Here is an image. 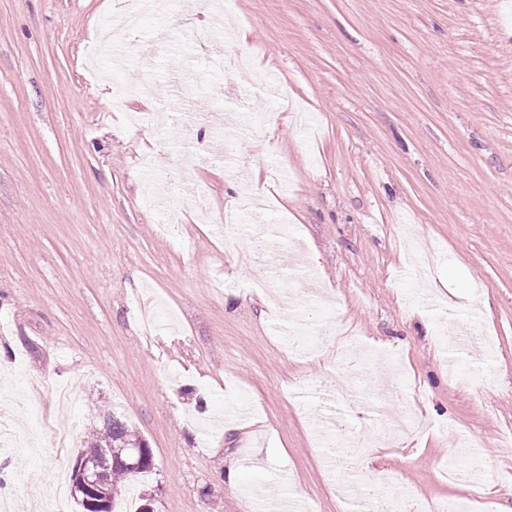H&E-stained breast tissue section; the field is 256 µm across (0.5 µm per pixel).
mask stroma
<instances>
[{
	"label": "stroma",
	"instance_id": "obj_1",
	"mask_svg": "<svg viewBox=\"0 0 512 512\" xmlns=\"http://www.w3.org/2000/svg\"><path fill=\"white\" fill-rule=\"evenodd\" d=\"M213 2L145 12L120 71L140 92L116 112L111 57L86 53L126 0H0V430L37 447L0 450L9 512L52 495L107 412L153 458L118 512L145 498L154 512H257L288 492L351 512L366 490L416 512L463 494L439 472L448 424L497 471L492 512H512V0H221L246 40H187L216 29ZM233 51L251 69L230 83L210 64ZM188 64L204 91L176 113L168 78ZM268 71L308 125L243 122L269 108ZM223 126L240 171L216 157ZM245 173L270 202L257 220L289 230L275 257L246 235ZM189 186L205 211L162 233L147 193ZM258 276L301 296L312 346L347 325L400 370L366 359L368 386L349 400L327 358L295 347ZM460 333L474 342L448 351ZM476 361L481 382L456 386L452 368ZM367 400L396 420L417 410L408 434L424 447L388 446ZM234 408L254 426L224 432ZM351 428L374 462L327 455Z\"/></svg>",
	"mask_w": 512,
	"mask_h": 512
}]
</instances>
